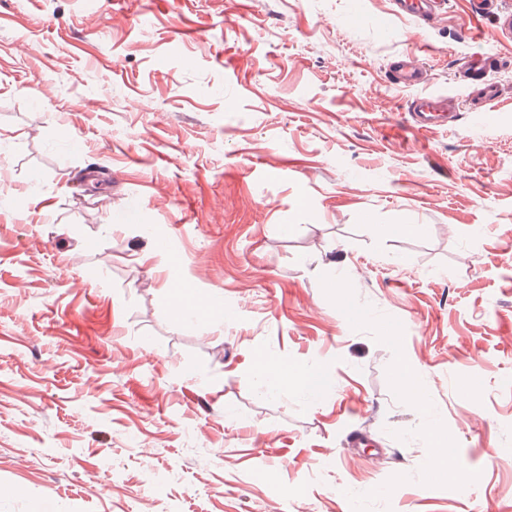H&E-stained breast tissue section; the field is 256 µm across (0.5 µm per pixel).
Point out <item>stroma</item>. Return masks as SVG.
<instances>
[{"label":"stroma","mask_w":512,"mask_h":512,"mask_svg":"<svg viewBox=\"0 0 512 512\" xmlns=\"http://www.w3.org/2000/svg\"><path fill=\"white\" fill-rule=\"evenodd\" d=\"M446 2L0 0V512H512V39ZM437 0H397L398 10L419 20L427 21L436 11ZM492 64V58L482 57L464 71L471 88L470 104L474 109V117L483 124L491 123L494 120V113L488 105L500 95V88L487 79V72ZM457 101L448 97L419 96L411 101L415 125L420 131H431L457 117ZM255 373L265 389V394H273L282 387L292 384L301 393L314 398L331 384L330 376L319 367L282 365L264 356L258 358Z\"/></svg>","instance_id":"1"}]
</instances>
